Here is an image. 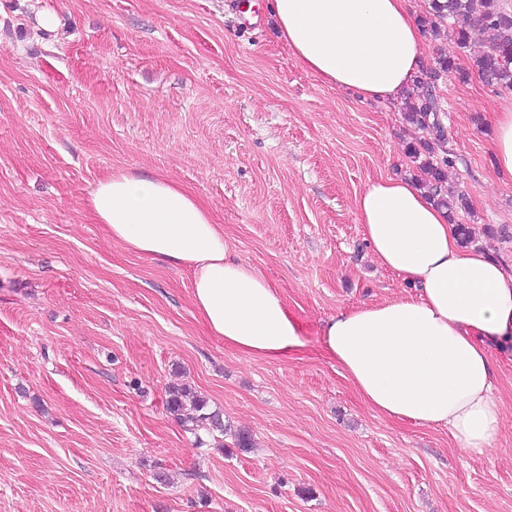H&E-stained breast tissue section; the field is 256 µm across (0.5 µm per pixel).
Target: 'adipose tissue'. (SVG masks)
Returning <instances> with one entry per match:
<instances>
[{"mask_svg": "<svg viewBox=\"0 0 512 512\" xmlns=\"http://www.w3.org/2000/svg\"><path fill=\"white\" fill-rule=\"evenodd\" d=\"M272 6L298 62L330 86L394 99L419 73L421 29L408 0ZM491 167L498 183H512V103L492 117ZM88 205L129 250L192 270L196 311L226 346L264 360L300 347L301 325L278 290L231 254L210 209L181 185L118 171ZM354 207L374 258L409 291L337 310L321 327L326 354L371 411L447 430L458 452L487 455L503 421L493 356L512 345V271L463 246L417 181L371 180Z\"/></svg>", "mask_w": 512, "mask_h": 512, "instance_id": "adipose-tissue-1", "label": "adipose tissue"}]
</instances>
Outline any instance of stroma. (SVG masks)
Segmentation results:
<instances>
[{"label": "stroma", "instance_id": "obj_1", "mask_svg": "<svg viewBox=\"0 0 512 512\" xmlns=\"http://www.w3.org/2000/svg\"><path fill=\"white\" fill-rule=\"evenodd\" d=\"M0 0V512H512V352L497 354L496 448L372 413L321 345L337 310L403 294L354 198L413 175L396 100L304 70L270 0ZM53 12L59 26L38 23ZM440 75L456 215L512 266V184L491 181L490 118L512 92L468 59ZM125 171L171 179L300 321L303 348L249 359L210 335L192 273L129 251L87 206ZM190 384L232 430L167 412Z\"/></svg>", "mask_w": 512, "mask_h": 512}]
</instances>
